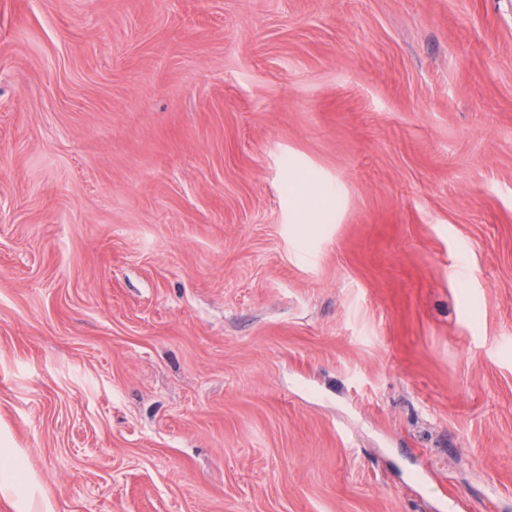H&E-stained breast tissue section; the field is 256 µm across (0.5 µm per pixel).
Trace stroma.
I'll return each mask as SVG.
<instances>
[{"label": "stroma", "instance_id": "35a3bbf8", "mask_svg": "<svg viewBox=\"0 0 512 512\" xmlns=\"http://www.w3.org/2000/svg\"><path fill=\"white\" fill-rule=\"evenodd\" d=\"M0 450V512H512V0H0Z\"/></svg>", "mask_w": 512, "mask_h": 512}]
</instances>
